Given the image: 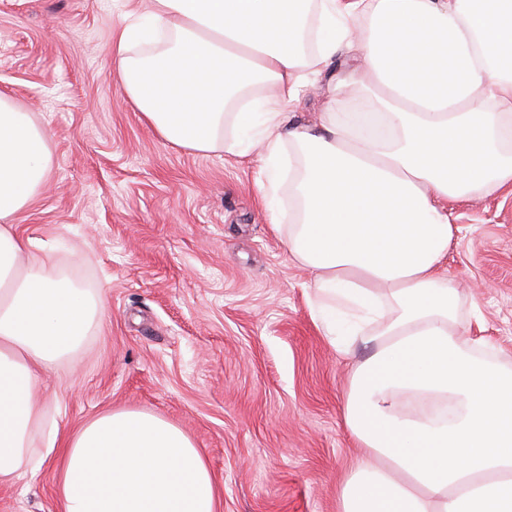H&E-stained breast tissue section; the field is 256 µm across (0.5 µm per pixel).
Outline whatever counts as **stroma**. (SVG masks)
Instances as JSON below:
<instances>
[{
    "label": "stroma",
    "instance_id": "stroma-1",
    "mask_svg": "<svg viewBox=\"0 0 512 512\" xmlns=\"http://www.w3.org/2000/svg\"><path fill=\"white\" fill-rule=\"evenodd\" d=\"M131 8L152 0H0V92L45 128L53 157L16 229L104 305L38 392L71 431L121 408L174 423L203 453L221 512H337L357 452L341 408L368 351L316 319L312 275L257 191L259 153L173 146L135 108L113 53ZM358 64L334 60L297 122L318 125ZM453 211L460 329L512 364V191ZM0 512H57L53 464L1 485Z\"/></svg>",
    "mask_w": 512,
    "mask_h": 512
}]
</instances>
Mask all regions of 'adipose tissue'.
Returning <instances> with one entry per match:
<instances>
[{
    "label": "adipose tissue",
    "instance_id": "ef3b65f1",
    "mask_svg": "<svg viewBox=\"0 0 512 512\" xmlns=\"http://www.w3.org/2000/svg\"><path fill=\"white\" fill-rule=\"evenodd\" d=\"M353 49L361 65L319 126L289 123L286 108ZM114 52L170 144L262 147L266 204L282 155L301 163L285 246L314 274L327 334L347 316L372 350L342 407L362 454L338 512H512V367L463 338L446 274L449 203L512 186V0H153L124 13ZM353 90L369 111H347ZM51 169L46 131L1 94L0 485L51 460L59 512H220L176 425L117 409L66 432L33 395L103 311L14 230Z\"/></svg>",
    "mask_w": 512,
    "mask_h": 512
}]
</instances>
